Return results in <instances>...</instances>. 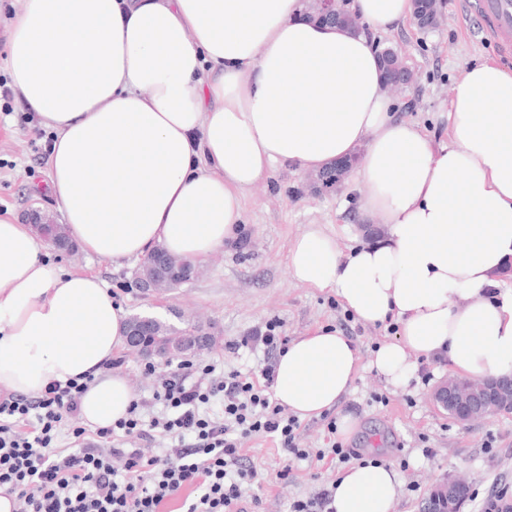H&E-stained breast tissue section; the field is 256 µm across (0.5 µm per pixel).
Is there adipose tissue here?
<instances>
[{
  "mask_svg": "<svg viewBox=\"0 0 512 512\" xmlns=\"http://www.w3.org/2000/svg\"><path fill=\"white\" fill-rule=\"evenodd\" d=\"M364 31L325 26L304 0H26L7 64L54 136L49 179L70 234L119 263L163 246L200 260L235 237L242 200L278 166L319 171L361 152L358 209L382 240L339 252L317 224L288 252L294 279L331 289L372 326L395 324L372 365L409 385L419 360L459 376L512 373V66L466 67L437 142L396 119L375 37L413 0H350ZM29 225L0 218V389L36 397L94 380L84 423L125 417L126 378L101 373L127 316L98 277L47 260ZM360 350L335 325L280 354L276 401L302 419L349 393ZM394 463L336 480L335 512H391Z\"/></svg>",
  "mask_w": 512,
  "mask_h": 512,
  "instance_id": "adipose-tissue-1",
  "label": "adipose tissue"
}]
</instances>
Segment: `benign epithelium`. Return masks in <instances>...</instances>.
<instances>
[{
  "instance_id": "benign-epithelium-1",
  "label": "benign epithelium",
  "mask_w": 512,
  "mask_h": 512,
  "mask_svg": "<svg viewBox=\"0 0 512 512\" xmlns=\"http://www.w3.org/2000/svg\"><path fill=\"white\" fill-rule=\"evenodd\" d=\"M347 0H310L311 15L322 22L334 25L345 23L355 29L363 28L360 19L345 9ZM439 16V0H416L414 22L421 29L433 26ZM387 71L385 86L404 88L415 82V73L405 60L395 54L382 57ZM357 156L331 166V172H319L313 189L317 193H328L340 185L354 167ZM170 257L158 250L147 256L142 269L136 275L138 289L145 295H160L172 286L169 275ZM150 319L138 317L129 323L126 345L140 350L141 338L149 335ZM433 399L461 425H469L488 415L512 412V374L491 376L479 380L448 377L434 389ZM461 480L451 475L440 480L426 498L422 512H460L464 501L459 499Z\"/></svg>"
}]
</instances>
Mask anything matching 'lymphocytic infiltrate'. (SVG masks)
I'll use <instances>...</instances> for the list:
<instances>
[{"label":"lymphocytic infiltrate","mask_w":512,"mask_h":512,"mask_svg":"<svg viewBox=\"0 0 512 512\" xmlns=\"http://www.w3.org/2000/svg\"><path fill=\"white\" fill-rule=\"evenodd\" d=\"M287 344L272 320L227 344L263 348L269 359L259 371L218 378L214 365L185 361L159 377L151 399H133L112 425L73 429V448H59L57 440L66 420L79 415L91 376L50 385L33 401L0 396V490L13 512H159L187 488L195 496L186 512H242V486L257 476L242 464L244 439L276 437L291 460L358 458L339 442L317 451L302 447L298 420L271 395L276 358ZM158 439L168 443L158 453L139 447Z\"/></svg>","instance_id":"1"}]
</instances>
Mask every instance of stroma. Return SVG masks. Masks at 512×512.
Masks as SVG:
<instances>
[{
  "instance_id": "obj_1",
  "label": "stroma",
  "mask_w": 512,
  "mask_h": 512,
  "mask_svg": "<svg viewBox=\"0 0 512 512\" xmlns=\"http://www.w3.org/2000/svg\"><path fill=\"white\" fill-rule=\"evenodd\" d=\"M464 2L442 0L436 27L422 30L410 22L377 37L381 46L398 49L417 75L411 87L390 95L396 118L416 123L436 140L446 134V106L465 67L486 58L512 65V51L493 43ZM39 128L36 113L20 95L0 97V214L22 222L36 213L59 224L63 217L50 188ZM355 196L348 180L316 196L306 172L273 170L246 194L237 239L200 260L197 279L158 297L133 288L138 260L117 264L83 250L73 255L53 251L49 257L67 271L97 276L127 315H151L178 327L188 320L210 326L217 344L201 357L221 369L248 372L263 366V350L230 354L224 344L269 320H278L291 339L318 325H336L358 346L361 360L351 391L332 413L358 422L357 432L343 437V445L363 454L374 446L384 459L400 463L392 512H419L434 484L451 471L474 483V496L463 512H483L486 501L499 494L512 504V414L462 426L433 404L432 384L417 379L405 388L388 385L371 360L380 344L395 337L396 326L365 325L333 291L292 277L288 250L308 225H322L344 252L383 238L384 225L365 221ZM376 394L385 396V403L373 402ZM243 454L258 473L244 494L245 512H288L291 502L330 487L345 470L311 458L293 461L288 478H281L284 454L275 440L261 435L244 441Z\"/></svg>"
}]
</instances>
